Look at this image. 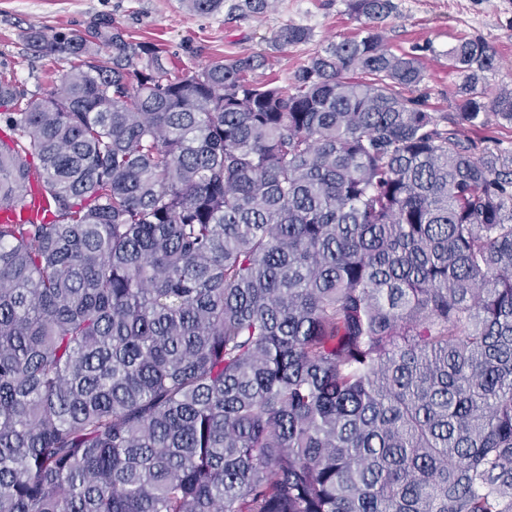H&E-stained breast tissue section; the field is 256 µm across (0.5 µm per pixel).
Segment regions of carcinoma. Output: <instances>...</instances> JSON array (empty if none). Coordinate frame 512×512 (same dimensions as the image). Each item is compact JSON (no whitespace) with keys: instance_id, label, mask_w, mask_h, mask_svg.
I'll list each match as a JSON object with an SVG mask.
<instances>
[{"instance_id":"cac0c4a2","label":"carcinoma","mask_w":512,"mask_h":512,"mask_svg":"<svg viewBox=\"0 0 512 512\" xmlns=\"http://www.w3.org/2000/svg\"><path fill=\"white\" fill-rule=\"evenodd\" d=\"M276 0H184L259 16ZM288 88L106 19L0 66V512H512V126L486 43L411 96L392 0ZM288 24L281 46L310 39Z\"/></svg>"}]
</instances>
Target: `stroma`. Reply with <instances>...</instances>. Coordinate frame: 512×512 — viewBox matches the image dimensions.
Masks as SVG:
<instances>
[{"label":"stroma","instance_id":"35a3bbf8","mask_svg":"<svg viewBox=\"0 0 512 512\" xmlns=\"http://www.w3.org/2000/svg\"><path fill=\"white\" fill-rule=\"evenodd\" d=\"M276 12L228 19L226 14L200 15L184 0H0V63L8 64L27 86L51 89L52 79L68 69L64 60L32 58L22 35L36 27L48 33L82 34L107 19L129 36L154 40L197 68L212 60L255 53L266 57L258 81L288 86L293 73L329 41L353 38L362 25L348 12L347 0H278ZM395 10L384 23L388 46L416 54L425 78L415 95L438 112L450 111L462 74L448 51L459 39H478L497 53L487 82L492 92L512 91V0H393ZM310 29L309 41L279 47L273 36L282 26Z\"/></svg>","mask_w":512,"mask_h":512}]
</instances>
